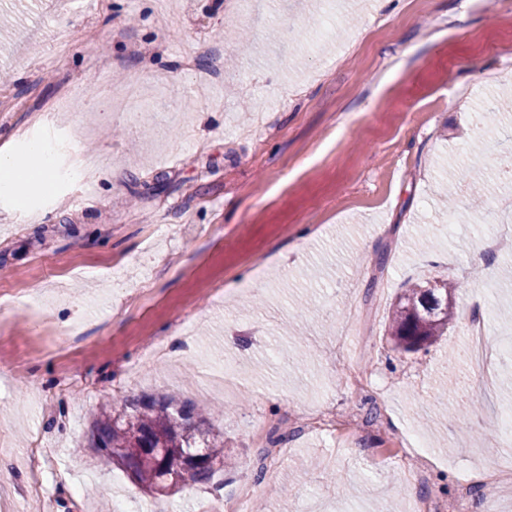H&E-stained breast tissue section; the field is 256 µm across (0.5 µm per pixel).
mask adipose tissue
I'll return each instance as SVG.
<instances>
[{
	"mask_svg": "<svg viewBox=\"0 0 512 512\" xmlns=\"http://www.w3.org/2000/svg\"><path fill=\"white\" fill-rule=\"evenodd\" d=\"M55 158L48 145L31 143L26 157H18L9 145L0 146V195L24 197L31 179H39L41 187H49Z\"/></svg>",
	"mask_w": 512,
	"mask_h": 512,
	"instance_id": "obj_1",
	"label": "adipose tissue"
}]
</instances>
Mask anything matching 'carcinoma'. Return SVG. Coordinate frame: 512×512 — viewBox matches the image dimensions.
Instances as JSON below:
<instances>
[{
    "mask_svg": "<svg viewBox=\"0 0 512 512\" xmlns=\"http://www.w3.org/2000/svg\"><path fill=\"white\" fill-rule=\"evenodd\" d=\"M462 287L460 281L446 280L408 289L390 318L396 346L416 352L445 335L455 321L453 295ZM204 424L205 417L188 402L175 406L165 399L141 397L125 402L119 413L106 403L94 421L91 447L100 459L129 470L150 490L162 481L164 468L182 464L190 450L200 449L210 463H193L181 481L208 482L217 472L215 465H228L232 458L224 453V440L209 437Z\"/></svg>",
    "mask_w": 512,
    "mask_h": 512,
    "instance_id": "carcinoma-1",
    "label": "carcinoma"
}]
</instances>
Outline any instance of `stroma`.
<instances>
[{"label": "stroma", "instance_id": "1", "mask_svg": "<svg viewBox=\"0 0 512 512\" xmlns=\"http://www.w3.org/2000/svg\"><path fill=\"white\" fill-rule=\"evenodd\" d=\"M1 15L0 144L59 151L49 190L0 197V512H206L244 484L246 512H421L454 500L481 451L512 470L496 433L512 352L489 365L492 397L467 365L451 403L435 389L470 319L512 333V256L478 243L508 186L512 0H252L245 17L236 0H0ZM134 75L146 97L167 90L137 124ZM493 97L499 121L478 127ZM82 154L100 164L81 185ZM446 279L465 284L447 335L396 349L393 304ZM145 395L207 412L232 466L158 493L102 463L98 406ZM329 408L379 419L305 430ZM408 432L429 446L422 483Z\"/></svg>", "mask_w": 512, "mask_h": 512}]
</instances>
